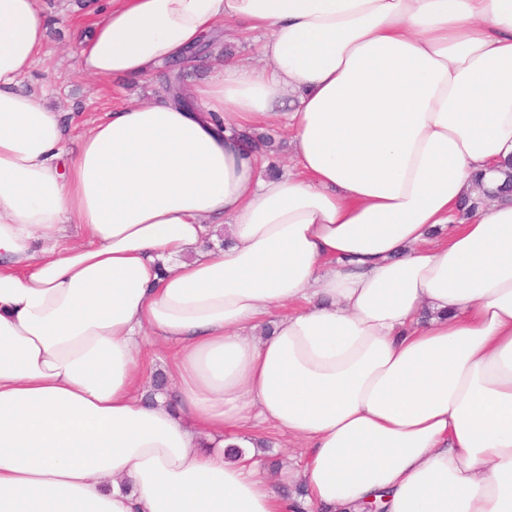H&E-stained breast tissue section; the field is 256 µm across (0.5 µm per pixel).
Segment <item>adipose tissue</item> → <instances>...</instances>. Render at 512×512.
Masks as SVG:
<instances>
[{
	"mask_svg": "<svg viewBox=\"0 0 512 512\" xmlns=\"http://www.w3.org/2000/svg\"><path fill=\"white\" fill-rule=\"evenodd\" d=\"M100 11L93 77L218 55L227 28L264 65L74 146L21 87L39 0H0V512H292L280 483L308 512H512V202L457 218L512 158V0ZM277 120L294 166L269 178L240 135ZM152 340L175 393L150 402ZM265 425L303 446L288 473ZM168 351L166 346L158 341L145 346L144 358L147 366L146 376H153L165 369Z\"/></svg>",
	"mask_w": 512,
	"mask_h": 512,
	"instance_id": "1",
	"label": "adipose tissue"
}]
</instances>
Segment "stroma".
<instances>
[{"mask_svg": "<svg viewBox=\"0 0 512 512\" xmlns=\"http://www.w3.org/2000/svg\"><path fill=\"white\" fill-rule=\"evenodd\" d=\"M40 5L49 20V55L34 70L32 80L45 88L49 106L87 121L103 117L116 104L156 96L158 79L154 76L141 83L84 76L78 62L79 42L95 23V15L74 0H40Z\"/></svg>", "mask_w": 512, "mask_h": 512, "instance_id": "1", "label": "stroma"}]
</instances>
